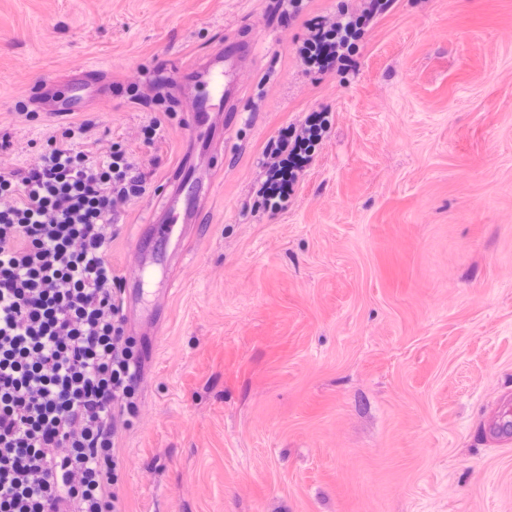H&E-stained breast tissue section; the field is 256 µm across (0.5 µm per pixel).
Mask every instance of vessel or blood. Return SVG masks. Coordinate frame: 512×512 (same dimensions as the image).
<instances>
[{"instance_id":"vessel-or-blood-1","label":"vessel or blood","mask_w":512,"mask_h":512,"mask_svg":"<svg viewBox=\"0 0 512 512\" xmlns=\"http://www.w3.org/2000/svg\"><path fill=\"white\" fill-rule=\"evenodd\" d=\"M254 50L250 42L229 44L200 59L188 72L184 107L191 114L193 135L207 130L212 113L231 109L234 94L247 71L246 62ZM99 73V68L89 67L69 78L51 81L53 111L71 115L92 104L110 107L112 98L102 91ZM203 191L204 185L196 176L175 187L163 203L159 233H167L177 224L194 223Z\"/></svg>"}]
</instances>
